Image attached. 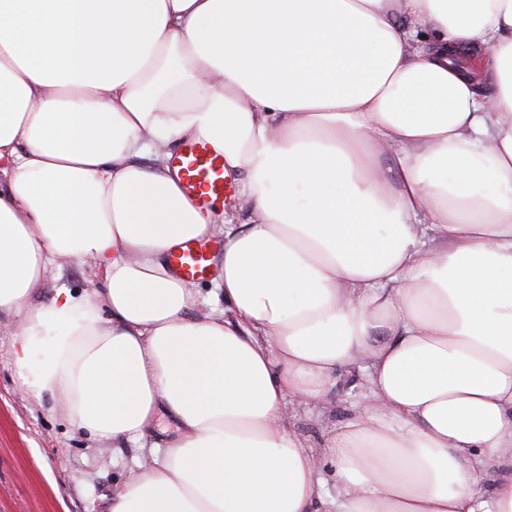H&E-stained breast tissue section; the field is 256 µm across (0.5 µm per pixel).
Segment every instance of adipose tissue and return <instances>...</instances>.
I'll list each match as a JSON object with an SVG mask.
<instances>
[{
  "label": "adipose tissue",
  "mask_w": 512,
  "mask_h": 512,
  "mask_svg": "<svg viewBox=\"0 0 512 512\" xmlns=\"http://www.w3.org/2000/svg\"><path fill=\"white\" fill-rule=\"evenodd\" d=\"M189 137L247 223L184 194ZM0 179L21 390L179 425L110 512H323L326 462L336 512H512V0H0ZM217 237L206 311L168 255ZM342 370L366 400L310 448L287 405ZM88 268L81 265H74L66 269L62 276L58 278L55 274L46 279L41 288H38L32 296V304L48 300L54 293L55 288L65 285L71 289L83 288L89 280Z\"/></svg>",
  "instance_id": "obj_1"
}]
</instances>
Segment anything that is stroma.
<instances>
[{
	"mask_svg": "<svg viewBox=\"0 0 512 512\" xmlns=\"http://www.w3.org/2000/svg\"><path fill=\"white\" fill-rule=\"evenodd\" d=\"M364 394L359 377L340 376L323 400L291 411L289 426L311 447H322ZM177 435L165 416L144 448L103 444L71 428L50 398L36 400L20 390L11 340L0 334V512H108L115 490Z\"/></svg>",
	"mask_w": 512,
	"mask_h": 512,
	"instance_id": "35a3bbf8",
	"label": "stroma"
}]
</instances>
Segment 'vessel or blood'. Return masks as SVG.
I'll list each match as a JSON object with an SVG mask.
<instances>
[{
    "mask_svg": "<svg viewBox=\"0 0 512 512\" xmlns=\"http://www.w3.org/2000/svg\"><path fill=\"white\" fill-rule=\"evenodd\" d=\"M171 168L182 191L193 198L200 209L214 208L232 190V183L224 172L223 157L204 139L182 142L171 158ZM217 249L213 242H184L171 253V267L182 278L204 279L213 268Z\"/></svg>",
    "mask_w": 512,
    "mask_h": 512,
    "instance_id": "vessel-or-blood-1",
    "label": "vessel or blood"
}]
</instances>
